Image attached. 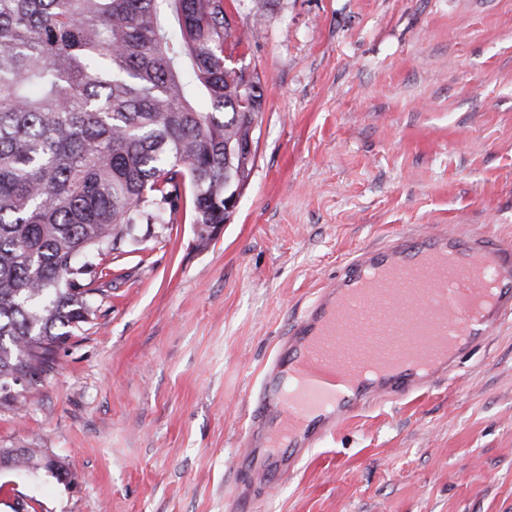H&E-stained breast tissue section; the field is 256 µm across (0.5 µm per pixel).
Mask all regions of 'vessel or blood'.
Listing matches in <instances>:
<instances>
[{
    "label": "vessel or blood",
    "mask_w": 512,
    "mask_h": 512,
    "mask_svg": "<svg viewBox=\"0 0 512 512\" xmlns=\"http://www.w3.org/2000/svg\"><path fill=\"white\" fill-rule=\"evenodd\" d=\"M411 310L429 343L450 342L429 365L424 348L385 353L344 341L366 335V318ZM512 322V242L447 226L399 235L352 256L318 290L280 342L251 394L248 427L233 461L236 487L225 512H249V489L289 475L338 423L447 379L463 354Z\"/></svg>",
    "instance_id": "b4317fda"
}]
</instances>
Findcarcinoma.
I'll use <instances>...</instances> for the list:
<instances>
[{"label":"carcinoma","instance_id":"1","mask_svg":"<svg viewBox=\"0 0 512 512\" xmlns=\"http://www.w3.org/2000/svg\"><path fill=\"white\" fill-rule=\"evenodd\" d=\"M224 0H0V389L95 315L108 258L183 198L224 223L246 111ZM0 460L35 466L26 450Z\"/></svg>","mask_w":512,"mask_h":512}]
</instances>
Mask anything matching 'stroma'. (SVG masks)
<instances>
[{
	"label": "stroma",
	"instance_id": "stroma-1",
	"mask_svg": "<svg viewBox=\"0 0 512 512\" xmlns=\"http://www.w3.org/2000/svg\"><path fill=\"white\" fill-rule=\"evenodd\" d=\"M263 93L220 236L189 215L110 264L96 316L0 401V512H224L249 396L358 249L512 240V0H226ZM258 512H512V324L423 394L357 413Z\"/></svg>",
	"mask_w": 512,
	"mask_h": 512
}]
</instances>
